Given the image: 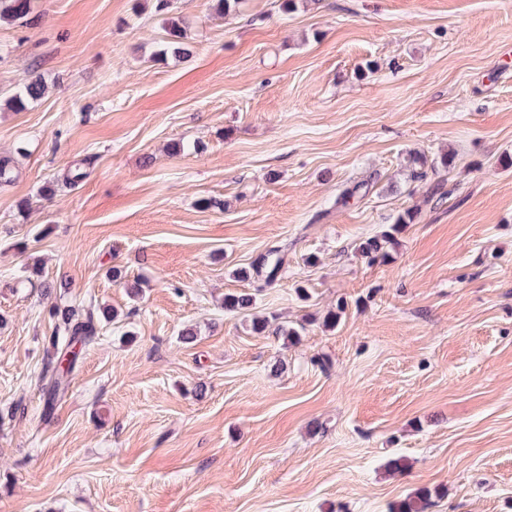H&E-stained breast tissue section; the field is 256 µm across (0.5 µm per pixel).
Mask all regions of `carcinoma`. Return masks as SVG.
I'll use <instances>...</instances> for the list:
<instances>
[{"mask_svg":"<svg viewBox=\"0 0 512 512\" xmlns=\"http://www.w3.org/2000/svg\"><path fill=\"white\" fill-rule=\"evenodd\" d=\"M30 10V0H0V21L24 19L30 14ZM162 53H171L179 58H186L191 54L186 42V33L174 20L170 21L167 29ZM44 93L45 84L42 77L30 74L23 79L16 92L3 100V105L21 111L28 102L40 99ZM416 217L417 210H404L388 229L361 241L357 246L358 253L372 261L378 258L386 259L389 256L387 247L396 245V235L402 227L413 223ZM282 265L283 257L277 248L268 250L252 263L256 274L264 276L265 282L269 285L279 279ZM251 305L252 297L249 294L228 295L224 298V308L229 311L244 310ZM50 316L55 322V332L50 337L54 364L42 375L49 409L57 397L67 390L80 349L94 341L99 321L96 308L92 305L87 306L81 313L68 306L56 305L50 310ZM270 328L275 335L284 337L288 342L298 336L297 330L293 328L271 327V322L266 318L253 321V329L257 332H265ZM429 497L430 493L427 490L410 496L397 504L395 512H425Z\"/></svg>","mask_w":512,"mask_h":512,"instance_id":"obj_1","label":"carcinoma"}]
</instances>
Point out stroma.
<instances>
[{
  "label": "stroma",
  "mask_w": 512,
  "mask_h": 512,
  "mask_svg": "<svg viewBox=\"0 0 512 512\" xmlns=\"http://www.w3.org/2000/svg\"><path fill=\"white\" fill-rule=\"evenodd\" d=\"M283 3L0 22V95L47 85L0 109V512H512V0ZM171 16L189 58L158 55ZM90 302L113 319L44 414L49 309ZM45 93V84L40 75L29 74L20 83L19 89L8 98L0 101L9 109L22 111L30 101L40 99ZM416 217V209L408 208L404 210L397 216L395 223L391 224L388 229L381 231L380 234L362 240L357 246L358 253L365 258H369L371 261L378 258L385 260L389 256V252L386 248L397 244L396 235L400 232L402 227L407 224H412ZM280 251L278 248L270 249L252 263L256 274L263 275L265 282L269 285L279 279L282 271L283 257L280 255Z\"/></svg>",
  "instance_id": "stroma-1"
}]
</instances>
